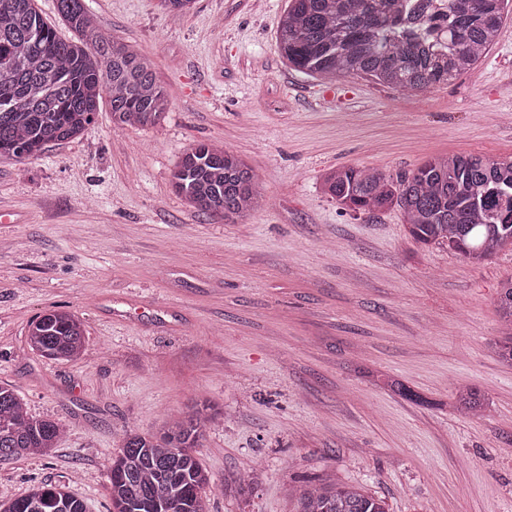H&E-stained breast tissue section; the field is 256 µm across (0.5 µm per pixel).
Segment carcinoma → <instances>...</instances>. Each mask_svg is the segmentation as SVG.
I'll return each instance as SVG.
<instances>
[{"mask_svg": "<svg viewBox=\"0 0 512 512\" xmlns=\"http://www.w3.org/2000/svg\"><path fill=\"white\" fill-rule=\"evenodd\" d=\"M509 0H445V42L430 30L407 28L418 0H291L278 43L294 68L327 80L364 75L381 84L424 91L470 70L496 42ZM57 10L78 32L62 39L34 0H0V156H36L51 142L79 135L109 93L118 128L158 123L168 101L150 61L98 30L82 0H57ZM178 194L200 211L235 224L263 201L259 178L238 156L217 145L187 148L173 173ZM323 192L359 214L395 206L409 236L481 264L512 247V159L478 155L437 156L393 178L381 171L338 166L323 177ZM498 311L512 330V279L503 283ZM27 347L40 356L76 361L85 334L75 315L52 310L29 326ZM450 407L464 418L486 415L477 390L459 387ZM210 406L200 402L171 418L158 435L129 432L110 465L112 512H205L211 483L197 457ZM63 428L30 415L15 391L0 385V461L51 454ZM300 512H388L382 499L327 481L299 493ZM3 512H86L80 498L53 484L31 488Z\"/></svg>", "mask_w": 512, "mask_h": 512, "instance_id": "carcinoma-1", "label": "carcinoma"}]
</instances>
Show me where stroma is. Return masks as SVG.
<instances>
[{"mask_svg":"<svg viewBox=\"0 0 512 512\" xmlns=\"http://www.w3.org/2000/svg\"><path fill=\"white\" fill-rule=\"evenodd\" d=\"M254 2L173 15L160 0H84L151 62L165 118L116 127L104 97L80 136L0 158V384L64 429L51 456L0 462V510L53 483L109 512L125 433L207 399L220 413L199 448L206 512H299L298 489L321 480L389 512H512V365L494 349L512 250L473 265L420 248L398 208L356 216L321 186L342 165L396 177L440 155L512 159V14L476 66L418 93L289 67L276 36L291 0ZM197 142L259 176L265 199L239 223L175 194ZM51 309L83 321L82 359L26 347ZM459 387L485 395V417L451 410ZM251 461L261 478L226 492Z\"/></svg>","mask_w":512,"mask_h":512,"instance_id":"obj_1","label":"stroma"}]
</instances>
